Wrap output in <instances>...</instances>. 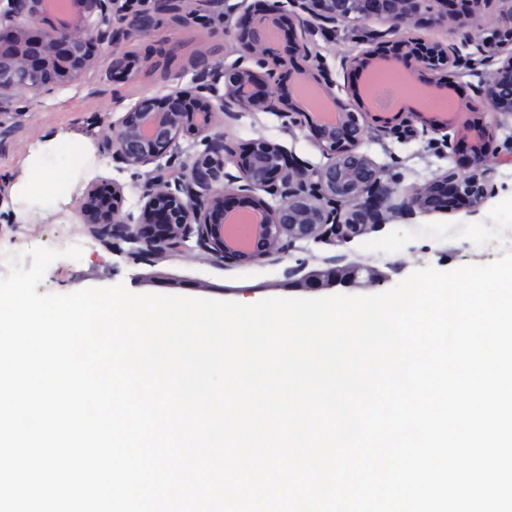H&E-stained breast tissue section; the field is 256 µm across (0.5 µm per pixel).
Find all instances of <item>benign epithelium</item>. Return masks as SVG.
I'll return each mask as SVG.
<instances>
[{
  "label": "benign epithelium",
  "instance_id": "obj_1",
  "mask_svg": "<svg viewBox=\"0 0 512 512\" xmlns=\"http://www.w3.org/2000/svg\"><path fill=\"white\" fill-rule=\"evenodd\" d=\"M498 4V24L489 32L469 39L475 52L465 57L453 41H431L424 55L408 57L406 71L426 95L453 86L454 70L465 65L485 67L478 97L491 112L512 117V0H471L465 16L448 14V0H265L264 8L247 12L250 25L243 37L232 36V61L221 69L201 60L192 85L139 97L117 120L109 123L108 137L114 159L128 168L144 171L145 181L138 212L123 210L124 187L114 182L102 197L100 182L88 184L77 208L83 223L98 237H110L112 248L131 245L135 257L162 259L182 251L191 236L199 248L209 250L226 263L275 262L280 244L288 240H327L343 243L351 237L404 211L430 212L431 189H411L399 194L387 188L383 171L361 151L373 136L395 135L399 128L418 123L422 133L454 127V138L469 140L473 150L471 169L462 175H445L438 183L451 184L475 212L492 193L491 171L486 165V125L471 121L453 126L433 119L419 109L391 116L366 104L370 69L386 48L405 49L412 44L393 34L410 25H437L449 32L474 28L487 3ZM54 0H0V28L10 40L0 46V109L26 95L58 85L79 82L95 64L85 53L89 42L108 49L124 36L109 25L115 13L126 22L119 0H82L74 24H60L50 32L34 33L48 4ZM156 6L137 16L134 27L143 33L154 28L167 11L189 18L186 0H154ZM377 22L385 26L370 34L376 47L345 59V70L354 74L348 101L338 104L336 119L315 125V144L326 162L317 167L300 163L278 143L263 138L245 143L242 150L228 148L223 135L224 118L241 112H282L292 127L311 125L309 115L271 93L288 67V56L297 66L296 86L305 85L331 97L328 84L318 79L322 68L318 38L340 26ZM203 136L207 149L177 168L161 163L178 148L187 132ZM233 166L236 173L227 171ZM264 192L276 199L271 204ZM230 197L247 203L260 217L250 235L241 239L236 227L216 222L218 213L229 216L224 204ZM325 270H309L300 263L287 266L283 276L312 288L324 278L329 285L359 281L362 268L338 266L336 257Z\"/></svg>",
  "mask_w": 512,
  "mask_h": 512
}]
</instances>
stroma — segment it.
<instances>
[{
  "label": "stroma",
  "instance_id": "stroma-1",
  "mask_svg": "<svg viewBox=\"0 0 512 512\" xmlns=\"http://www.w3.org/2000/svg\"><path fill=\"white\" fill-rule=\"evenodd\" d=\"M224 45L223 28L204 31L197 23L165 16L151 33L129 35L115 52L97 51L94 67L80 83L29 94L15 101L12 111L0 114V253H20L36 246L82 248L80 260L60 258L48 267L38 293L66 294L121 283L137 294L251 304L268 297L323 296V289L300 287L282 271L300 263L321 269L326 259L335 255L345 263L374 268L385 277L378 285L363 281L348 286L350 295L388 290L426 266L447 270L501 257V247L494 241L477 246L466 239L423 237L395 253L366 251L362 245L395 229L485 221L494 205L512 197V164L495 166L491 174L495 192L478 213L459 206L448 213L398 216L341 246L323 240L290 242L282 262L276 264L226 265L201 251L192 240L179 255L162 260L136 259L112 251L83 224L76 210L78 198L94 179L122 183L125 210L138 208L142 179L134 169L113 160L105 140L108 123L122 116L124 108L141 95L166 84L187 86L200 58L212 64L223 62ZM366 47L364 29L355 27L339 28L336 35L321 41L323 70L337 98L348 97L344 56L359 54ZM80 133L91 138L90 156L82 161L73 150V137ZM224 133L230 145L264 138L283 145L308 166L324 161L312 130L289 127L286 118L275 112L240 113L237 120L226 123ZM363 149L383 169L385 182L399 191L430 184L447 173L463 172L471 154L469 147L448 142L440 132L374 137ZM34 155L57 175L49 193L36 200L20 190L21 177Z\"/></svg>",
  "mask_w": 512,
  "mask_h": 512
}]
</instances>
